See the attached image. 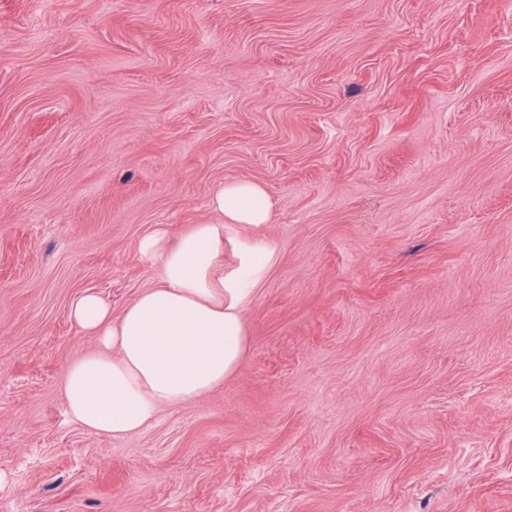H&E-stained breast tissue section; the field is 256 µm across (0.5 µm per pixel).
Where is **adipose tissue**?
<instances>
[{
  "instance_id": "adipose-tissue-1",
  "label": "adipose tissue",
  "mask_w": 512,
  "mask_h": 512,
  "mask_svg": "<svg viewBox=\"0 0 512 512\" xmlns=\"http://www.w3.org/2000/svg\"><path fill=\"white\" fill-rule=\"evenodd\" d=\"M211 206L223 223L194 225L174 240L161 226L140 240L141 261L157 266L161 281L120 314L91 290L71 303L79 333L99 346L70 364L61 388L69 415L87 431L117 439L140 432L161 410L201 400L238 372L247 285L274 252L244 245L241 266L225 272L224 229L269 223L271 209L265 190L249 181L220 185Z\"/></svg>"
}]
</instances>
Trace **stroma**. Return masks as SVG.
Returning <instances> with one entry per match:
<instances>
[{
	"instance_id": "1",
	"label": "stroma",
	"mask_w": 512,
	"mask_h": 512,
	"mask_svg": "<svg viewBox=\"0 0 512 512\" xmlns=\"http://www.w3.org/2000/svg\"><path fill=\"white\" fill-rule=\"evenodd\" d=\"M241 180L239 371L90 434L71 302ZM0 512H512V0H0Z\"/></svg>"
}]
</instances>
